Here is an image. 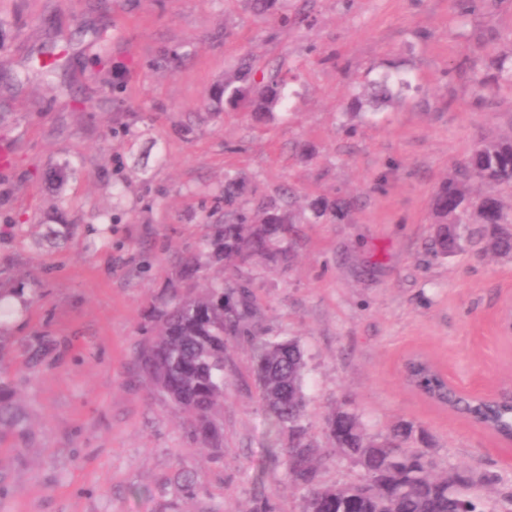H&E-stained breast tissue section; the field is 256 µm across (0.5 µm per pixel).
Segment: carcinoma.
Here are the masks:
<instances>
[{
	"label": "carcinoma",
	"mask_w": 512,
	"mask_h": 512,
	"mask_svg": "<svg viewBox=\"0 0 512 512\" xmlns=\"http://www.w3.org/2000/svg\"><path fill=\"white\" fill-rule=\"evenodd\" d=\"M256 70L242 61L215 91L213 100L226 106L247 104L254 112H271L284 103V85L270 77L254 80ZM411 87L399 71H385L355 94L349 109L381 111L401 100ZM486 192L474 195L473 181ZM512 193V133L481 143L457 172L436 190L431 210L437 231L429 244L436 257L448 256L456 240L453 225L464 226L458 242L502 255L512 253V209H507L501 191ZM244 194V183L235 177L224 182L228 211L224 223L210 225L204 246L208 255L236 268L259 261L268 267L288 262V236L294 232L291 209L270 203L253 216L233 209ZM197 275L201 288H170L168 296L153 310V334L142 347L138 362L152 388L188 417L190 432L204 445L218 447L217 425L224 404V354L231 338L250 333L251 283H229L211 277L207 267L193 260L184 276ZM252 373L257 381L263 410L271 424L288 433L282 449L283 479L304 491L302 512H484L470 494L468 471L455 473V481L433 473V464L421 450L428 443L425 430L399 423L378 437L367 435L358 415L348 404L328 419L329 447L315 445L305 424L303 390L306 361L295 339L257 341ZM406 382L431 401L465 415L494 433L512 435V407L508 397L490 410L447 386L426 361L407 362ZM0 380V428L15 429L25 422L24 413L6 395ZM344 457L362 471L360 479L324 485L315 459ZM180 492L192 497L203 489L188 472L176 474Z\"/></svg>",
	"instance_id": "1"
}]
</instances>
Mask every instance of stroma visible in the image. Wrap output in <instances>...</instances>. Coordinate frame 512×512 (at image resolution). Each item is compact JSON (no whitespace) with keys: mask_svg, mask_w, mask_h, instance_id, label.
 Instances as JSON below:
<instances>
[{"mask_svg":"<svg viewBox=\"0 0 512 512\" xmlns=\"http://www.w3.org/2000/svg\"><path fill=\"white\" fill-rule=\"evenodd\" d=\"M456 4L277 0L260 20L246 0H0V288L25 299L0 323V379L27 418L0 431V512H301L247 343L225 352L219 452L136 363L154 304L224 220L229 175L244 209L289 187L299 199L288 265L238 275L256 334L303 347L309 435L325 444L344 403L371 435L411 423L436 474L467 469L486 512H512V446L403 380L421 354L461 389L512 386V257L425 249L438 185L512 129V94L474 82L512 51V0ZM243 57L285 79L273 116L210 106ZM389 66L415 92L349 115L351 89ZM339 197L353 200L341 215L313 217L310 201ZM182 469L204 485L195 498Z\"/></svg>","mask_w":512,"mask_h":512,"instance_id":"1","label":"stroma"}]
</instances>
